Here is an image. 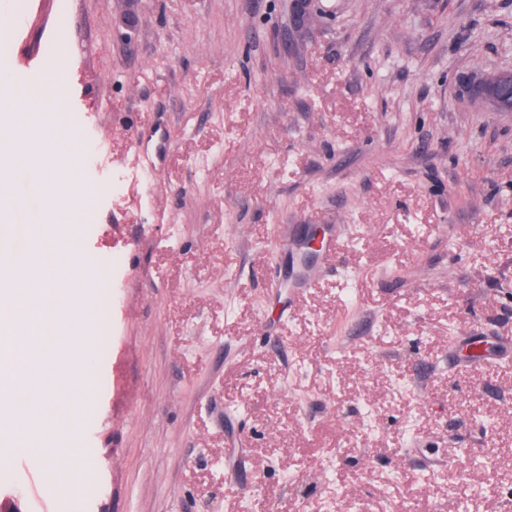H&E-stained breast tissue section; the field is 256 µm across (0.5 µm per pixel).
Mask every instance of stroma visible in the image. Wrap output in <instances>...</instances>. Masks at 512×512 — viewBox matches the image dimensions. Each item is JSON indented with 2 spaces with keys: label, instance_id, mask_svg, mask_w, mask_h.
Returning <instances> with one entry per match:
<instances>
[{
  "label": "stroma",
  "instance_id": "1",
  "mask_svg": "<svg viewBox=\"0 0 512 512\" xmlns=\"http://www.w3.org/2000/svg\"><path fill=\"white\" fill-rule=\"evenodd\" d=\"M323 6L72 0L71 234L112 318L74 289L104 396L43 436L57 512H512V114L465 90L512 70V0ZM18 455L0 512H34ZM322 0H289L288 20L292 29H299L315 18L323 9Z\"/></svg>",
  "mask_w": 512,
  "mask_h": 512
}]
</instances>
